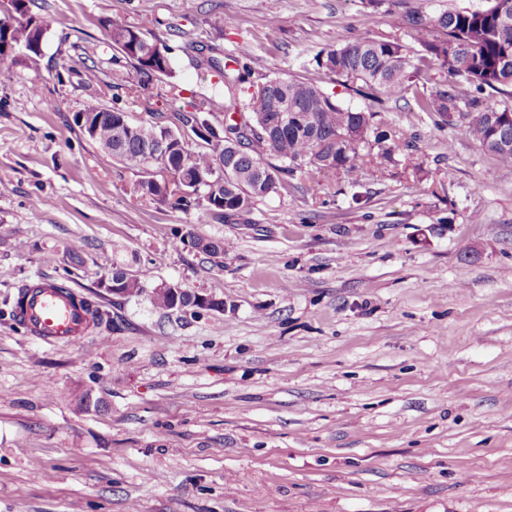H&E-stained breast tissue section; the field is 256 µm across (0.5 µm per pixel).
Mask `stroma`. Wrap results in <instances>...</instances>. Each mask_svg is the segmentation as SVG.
<instances>
[{
    "mask_svg": "<svg viewBox=\"0 0 512 512\" xmlns=\"http://www.w3.org/2000/svg\"><path fill=\"white\" fill-rule=\"evenodd\" d=\"M48 23L38 61H0V512H512V167L436 128L414 79L388 119L414 167L292 187L219 222L155 207L139 170L74 121L90 99L162 124L223 94L200 50L252 75L316 82L325 49L371 36L412 44L366 0H33ZM170 47L174 78L144 94L105 17ZM280 30L269 40L266 25ZM182 93L169 94L170 83ZM221 240V255L186 236ZM177 283L224 308L119 299L114 270ZM49 278L97 306L80 340L52 347L16 327V288Z\"/></svg>",
    "mask_w": 512,
    "mask_h": 512,
    "instance_id": "obj_1",
    "label": "stroma"
}]
</instances>
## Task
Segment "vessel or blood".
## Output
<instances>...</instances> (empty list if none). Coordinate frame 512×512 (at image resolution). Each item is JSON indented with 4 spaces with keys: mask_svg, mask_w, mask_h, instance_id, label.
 Here are the masks:
<instances>
[{
    "mask_svg": "<svg viewBox=\"0 0 512 512\" xmlns=\"http://www.w3.org/2000/svg\"><path fill=\"white\" fill-rule=\"evenodd\" d=\"M11 314L26 336L46 344L73 342L93 322L81 296L45 278L18 288Z\"/></svg>",
    "mask_w": 512,
    "mask_h": 512,
    "instance_id": "1",
    "label": "vessel or blood"
}]
</instances>
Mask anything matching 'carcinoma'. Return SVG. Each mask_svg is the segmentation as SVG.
Listing matches in <instances>:
<instances>
[{"mask_svg": "<svg viewBox=\"0 0 512 512\" xmlns=\"http://www.w3.org/2000/svg\"><path fill=\"white\" fill-rule=\"evenodd\" d=\"M14 14L0 16V46L12 43L20 50L39 41L48 30L43 17L31 12L29 0H13ZM405 5L404 11L389 10L397 24L413 30L415 46L360 37L324 51L317 65L327 74L359 81L375 97L402 100L413 78L434 67L446 70L448 79L427 96L416 99L421 112L434 116L437 127L452 124V115L465 112L462 134L493 155L504 166H512V111L500 110L483 97L486 90L512 88V0H487L482 9L436 12L433 0H391ZM104 36L130 63L122 76L124 87L135 91L157 75L173 74L169 47L146 39L138 27L106 17ZM248 56L246 47L230 58L210 49L200 64L218 73L224 86L246 82L249 67L239 60ZM210 111L224 114L223 137L209 152L189 149L185 134L208 141L216 134L201 111L182 110L173 126L134 123L120 107H106L94 98L81 112L97 133L90 136L102 151L130 168H143L145 175L132 184L131 196L156 206L198 209L218 221H226L252 210L259 199L280 192L298 171L317 173L329 180L343 172L359 185L363 174L375 172L394 160L398 152L410 150L411 141L381 112L357 110L332 99L308 81L274 77L251 93L244 104L223 101ZM279 112L290 116L288 126L268 128L270 117ZM273 156L279 163L268 160ZM314 157L316 161L302 164ZM166 167L161 183L151 180V171ZM191 246L209 255L224 252V242L191 239ZM125 297L145 292L147 281L113 272Z\"/></svg>", "mask_w": 512, "mask_h": 512, "instance_id": "1", "label": "carcinoma"}]
</instances>
